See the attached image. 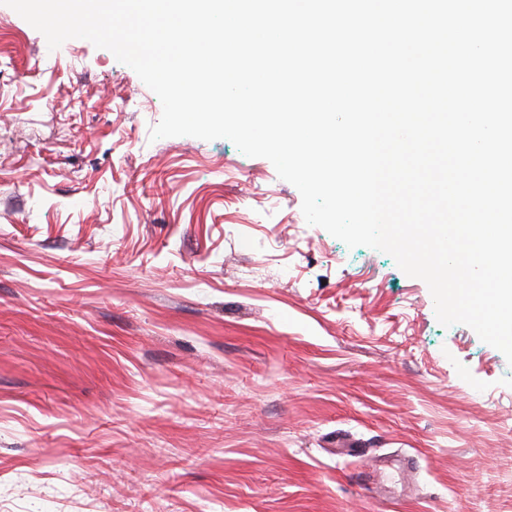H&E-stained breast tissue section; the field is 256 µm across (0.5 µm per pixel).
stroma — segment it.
<instances>
[{
  "label": "stroma",
  "instance_id": "obj_1",
  "mask_svg": "<svg viewBox=\"0 0 512 512\" xmlns=\"http://www.w3.org/2000/svg\"><path fill=\"white\" fill-rule=\"evenodd\" d=\"M0 33V512H512L500 351L269 160L151 140L111 51Z\"/></svg>",
  "mask_w": 512,
  "mask_h": 512
}]
</instances>
